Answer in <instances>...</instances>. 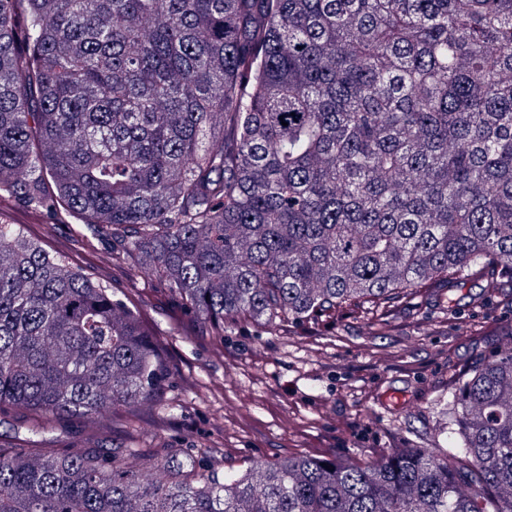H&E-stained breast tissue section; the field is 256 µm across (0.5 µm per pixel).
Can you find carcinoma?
Instances as JSON below:
<instances>
[{
    "instance_id": "cac0c4a2",
    "label": "carcinoma",
    "mask_w": 512,
    "mask_h": 512,
    "mask_svg": "<svg viewBox=\"0 0 512 512\" xmlns=\"http://www.w3.org/2000/svg\"><path fill=\"white\" fill-rule=\"evenodd\" d=\"M287 125H282V122ZM80 215L224 325L458 315L512 285V0H0V208ZM127 297L0 220V414L161 403ZM433 448L224 471L185 448L0 443V512H512V327Z\"/></svg>"
}]
</instances>
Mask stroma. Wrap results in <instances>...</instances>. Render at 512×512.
<instances>
[{"label": "stroma", "mask_w": 512, "mask_h": 512, "mask_svg": "<svg viewBox=\"0 0 512 512\" xmlns=\"http://www.w3.org/2000/svg\"><path fill=\"white\" fill-rule=\"evenodd\" d=\"M9 219L130 296L166 348L168 400L137 412L131 428L118 417L100 426L73 417L42 436L32 433L23 412L11 411L0 415V442L26 438L31 447L53 451L89 436L101 448L165 443L209 452L215 466L235 470L289 456L365 462L386 448L431 442L450 399L449 374L491 351L512 326V288L475 282L456 293L461 322L452 330L442 322V302L426 295L385 325L370 313L310 333L242 320L225 329L219 350L199 327H176L180 308L153 280L113 265L106 248L85 252L79 216L64 224L31 213ZM474 295L482 304H471Z\"/></svg>", "instance_id": "35a3bbf8"}]
</instances>
